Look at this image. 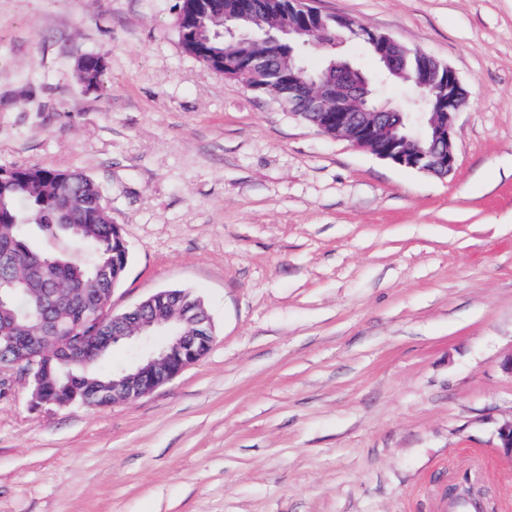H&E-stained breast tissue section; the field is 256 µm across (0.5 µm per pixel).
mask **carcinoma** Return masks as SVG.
<instances>
[{
	"mask_svg": "<svg viewBox=\"0 0 512 512\" xmlns=\"http://www.w3.org/2000/svg\"><path fill=\"white\" fill-rule=\"evenodd\" d=\"M241 0H213L210 13L203 14L202 0H182L178 33L184 49L210 69L224 72V57L237 62L235 77L257 94L273 96L284 108L305 122L320 127L323 112L340 108L353 112L356 107L328 100L323 111L299 105L296 95L277 81L276 73L288 72V41L281 38L260 42L227 44L224 41V15L235 12ZM255 5L252 26L258 30H277L288 24L284 0H252ZM355 32V22L327 20L309 36L316 47L339 41ZM437 66V59L418 50L406 49L405 65L395 78L411 82L424 67ZM76 83L82 90H98L107 80L106 68L88 55L75 69ZM56 242L66 239L92 248L86 267L104 265L110 276L103 281L77 274L79 265L70 253L41 250L36 239ZM128 258L122 250L112 214L100 186L81 170L19 165L0 176V335L16 337L4 363L26 360L25 336L41 338L40 362L44 392L53 405L108 406L112 404V372H100L97 364H69L70 354L59 347L63 336H79L78 350L93 347L95 336L107 328L81 327L83 312L110 299L112 289L123 282ZM194 292L180 290L177 295L160 297L151 314L179 322L188 336L198 333L200 317L194 307Z\"/></svg>",
	"mask_w": 512,
	"mask_h": 512,
	"instance_id": "cac0c4a2",
	"label": "carcinoma"
}]
</instances>
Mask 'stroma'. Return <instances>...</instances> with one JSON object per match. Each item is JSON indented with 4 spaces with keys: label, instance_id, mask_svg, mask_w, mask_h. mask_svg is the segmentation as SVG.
<instances>
[{
    "label": "stroma",
    "instance_id": "stroma-1",
    "mask_svg": "<svg viewBox=\"0 0 512 512\" xmlns=\"http://www.w3.org/2000/svg\"><path fill=\"white\" fill-rule=\"evenodd\" d=\"M181 0H0V167L80 169L195 290L208 352L105 407L0 398V512H512V0H315L453 68L445 177L322 133L181 45ZM104 58L103 90L74 68Z\"/></svg>",
    "mask_w": 512,
    "mask_h": 512
}]
</instances>
